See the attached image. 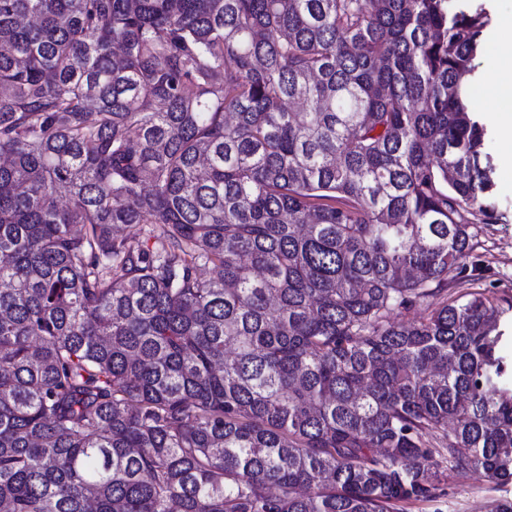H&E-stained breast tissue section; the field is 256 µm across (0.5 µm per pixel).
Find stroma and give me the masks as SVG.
<instances>
[{"label":"stroma","mask_w":512,"mask_h":512,"mask_svg":"<svg viewBox=\"0 0 512 512\" xmlns=\"http://www.w3.org/2000/svg\"><path fill=\"white\" fill-rule=\"evenodd\" d=\"M455 2L472 11H485L489 18L482 50L473 61L467 84L470 111L486 130L485 142L495 182L491 201L499 215L498 223L480 225V246L468 259L464 274L498 308L503 333L502 354L512 367V153L506 148V133L488 121L489 100L482 81L496 50L497 24L501 18L512 16V0ZM437 486L436 498L403 504V512H468V502L472 499L481 501L491 512L497 504L512 502V481L490 486L476 476L465 479L460 472L443 468L439 471Z\"/></svg>","instance_id":"stroma-1"}]
</instances>
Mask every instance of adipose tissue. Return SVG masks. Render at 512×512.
Returning <instances> with one entry per match:
<instances>
[{
    "label": "adipose tissue",
    "mask_w": 512,
    "mask_h": 512,
    "mask_svg": "<svg viewBox=\"0 0 512 512\" xmlns=\"http://www.w3.org/2000/svg\"><path fill=\"white\" fill-rule=\"evenodd\" d=\"M484 84L497 100L489 109L491 121L512 134V19L499 25L496 53L486 68Z\"/></svg>",
    "instance_id": "1"
}]
</instances>
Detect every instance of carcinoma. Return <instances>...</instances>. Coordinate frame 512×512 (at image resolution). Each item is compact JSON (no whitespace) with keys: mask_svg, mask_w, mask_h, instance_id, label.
Masks as SVG:
<instances>
[{"mask_svg":"<svg viewBox=\"0 0 512 512\" xmlns=\"http://www.w3.org/2000/svg\"><path fill=\"white\" fill-rule=\"evenodd\" d=\"M487 24L0 0L4 512H399L443 464L512 480L496 309L461 276L496 220L463 81Z\"/></svg>","mask_w":512,"mask_h":512,"instance_id":"carcinoma-1","label":"carcinoma"}]
</instances>
